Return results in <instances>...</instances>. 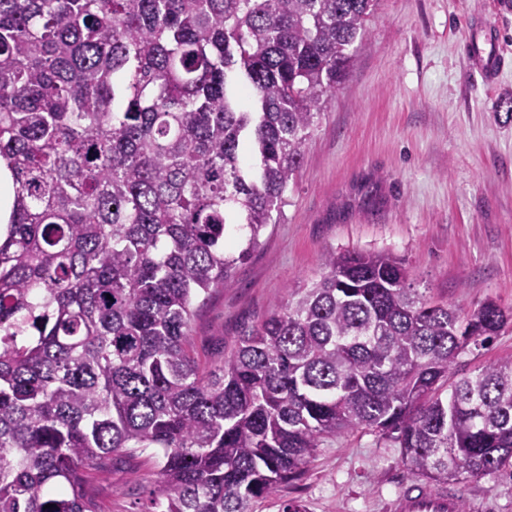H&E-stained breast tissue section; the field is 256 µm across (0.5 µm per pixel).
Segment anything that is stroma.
I'll list each match as a JSON object with an SVG mask.
<instances>
[{"label": "stroma", "instance_id": "stroma-1", "mask_svg": "<svg viewBox=\"0 0 512 512\" xmlns=\"http://www.w3.org/2000/svg\"><path fill=\"white\" fill-rule=\"evenodd\" d=\"M500 52L486 83L468 55ZM512 0H379L354 65L329 98L285 194L279 223L192 320L200 363L215 367L238 337L314 278L325 255L401 259L427 298L512 309ZM512 355V328L474 347L453 378ZM159 464L119 455L87 471L101 512H146ZM416 476L399 448L364 429L337 434L258 512H387ZM448 488L470 512H512V474Z\"/></svg>", "mask_w": 512, "mask_h": 512}]
</instances>
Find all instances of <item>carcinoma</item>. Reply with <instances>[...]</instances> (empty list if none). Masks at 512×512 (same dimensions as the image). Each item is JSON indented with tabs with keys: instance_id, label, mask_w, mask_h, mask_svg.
Returning a JSON list of instances; mask_svg holds the SVG:
<instances>
[{
	"instance_id": "carcinoma-1",
	"label": "carcinoma",
	"mask_w": 512,
	"mask_h": 512,
	"mask_svg": "<svg viewBox=\"0 0 512 512\" xmlns=\"http://www.w3.org/2000/svg\"><path fill=\"white\" fill-rule=\"evenodd\" d=\"M376 6L0 0V512H99L85 472L119 453L161 459L157 512H257L360 428L435 484L512 469V356L448 383L512 311L428 299L388 253L327 254L214 369L191 345ZM14 202L12 179L10 173L1 161L0 163V225L8 224L10 211Z\"/></svg>"
}]
</instances>
